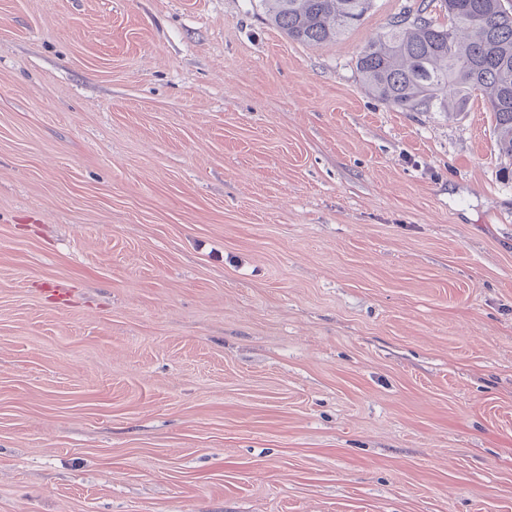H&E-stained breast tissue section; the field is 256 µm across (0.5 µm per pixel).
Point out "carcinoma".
<instances>
[{
  "label": "carcinoma",
  "mask_w": 512,
  "mask_h": 512,
  "mask_svg": "<svg viewBox=\"0 0 512 512\" xmlns=\"http://www.w3.org/2000/svg\"><path fill=\"white\" fill-rule=\"evenodd\" d=\"M447 13L427 17L434 3ZM288 38L316 46L359 27L374 0H262ZM365 89L406 111L451 102L463 110L480 93L492 112L499 152L512 158V0H420L359 52Z\"/></svg>",
  "instance_id": "1"
}]
</instances>
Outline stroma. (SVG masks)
<instances>
[{
	"mask_svg": "<svg viewBox=\"0 0 512 512\" xmlns=\"http://www.w3.org/2000/svg\"><path fill=\"white\" fill-rule=\"evenodd\" d=\"M261 0H0V512H512V176Z\"/></svg>",
	"mask_w": 512,
	"mask_h": 512,
	"instance_id": "35a3bbf8",
	"label": "stroma"
}]
</instances>
